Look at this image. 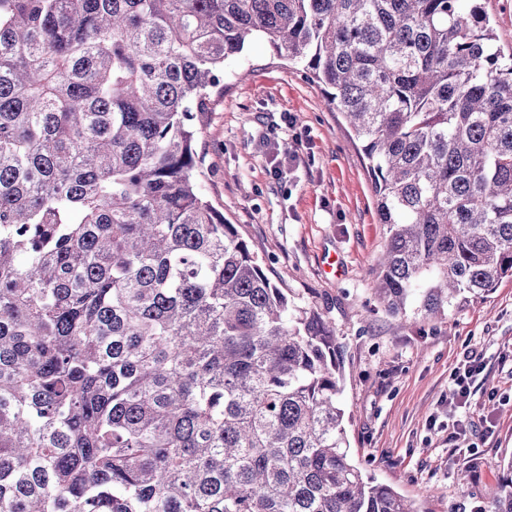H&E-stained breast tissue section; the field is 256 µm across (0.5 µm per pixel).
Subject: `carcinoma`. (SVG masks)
<instances>
[{
	"mask_svg": "<svg viewBox=\"0 0 512 512\" xmlns=\"http://www.w3.org/2000/svg\"><path fill=\"white\" fill-rule=\"evenodd\" d=\"M256 36L360 143L389 312L512 277V55L481 0H0V512H419L351 457L330 325L201 192ZM486 500L512 512V479Z\"/></svg>",
	"mask_w": 512,
	"mask_h": 512,
	"instance_id": "cac0c4a2",
	"label": "carcinoma"
}]
</instances>
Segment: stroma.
I'll return each mask as SVG.
<instances>
[{
    "label": "stroma",
    "instance_id": "35a3bbf8",
    "mask_svg": "<svg viewBox=\"0 0 512 512\" xmlns=\"http://www.w3.org/2000/svg\"><path fill=\"white\" fill-rule=\"evenodd\" d=\"M223 85L197 141L199 183L269 279L334 328L355 464L422 512H483L512 460V278L442 319L398 327L372 291L389 230L341 112L261 39L225 61ZM471 349L485 370L452 415V373ZM467 415L474 431L459 444L452 423Z\"/></svg>",
    "mask_w": 512,
    "mask_h": 512
}]
</instances>
